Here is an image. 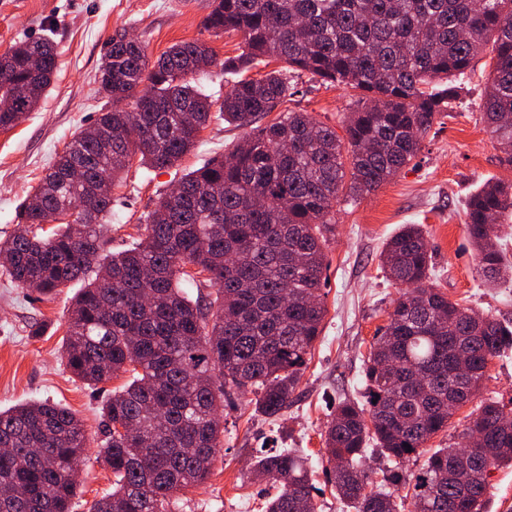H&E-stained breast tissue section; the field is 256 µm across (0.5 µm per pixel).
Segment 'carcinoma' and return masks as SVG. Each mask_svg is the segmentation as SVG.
Segmentation results:
<instances>
[{"mask_svg":"<svg viewBox=\"0 0 512 512\" xmlns=\"http://www.w3.org/2000/svg\"><path fill=\"white\" fill-rule=\"evenodd\" d=\"M205 31H236L244 50L220 61L202 39L152 61L138 40L111 36L98 74L105 106L81 129L24 199L14 235L0 241L11 281L42 296L72 281L64 345L70 371L91 386L122 373L103 402V459L112 491L88 512H170L172 495L206 481L222 447L218 414L228 390L259 393L269 417L288 408L326 309L322 273L342 190L352 199L381 187L419 152L458 98L449 83L492 45L482 119L501 164L512 167V0H212ZM285 66L257 77L256 65ZM235 76L219 111L248 132L228 155L182 175L146 216L145 238L104 252L111 182L131 159L179 166L210 124L213 100L195 77ZM57 71L50 38L0 53V130L12 129L46 97ZM304 73L356 92L345 137L307 112L257 120L298 93ZM83 169L84 181L71 177ZM512 211V181L486 182L470 198L466 227L478 272L490 283L512 274L493 243ZM50 228H44V225ZM401 286L364 370L365 403H338L325 432L327 472L354 512H400L391 492L368 489L363 461L375 446L395 463L448 429V398L471 402L489 361L512 349V323L482 316L430 284L432 248L406 224L381 254ZM186 282L213 293L191 299ZM466 355L470 376L459 381ZM465 434L478 447L438 448L411 475L414 512H485L491 469L512 467V410L484 402ZM81 419L49 400L0 410V512H71L69 475L84 457ZM255 470L277 489L264 512H316L302 457L286 448L258 456Z\"/></svg>","mask_w":512,"mask_h":512,"instance_id":"carcinoma-1","label":"carcinoma"}]
</instances>
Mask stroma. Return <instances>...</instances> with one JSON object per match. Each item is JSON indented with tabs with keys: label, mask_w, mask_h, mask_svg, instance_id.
Wrapping results in <instances>:
<instances>
[{
	"label": "stroma",
	"mask_w": 512,
	"mask_h": 512,
	"mask_svg": "<svg viewBox=\"0 0 512 512\" xmlns=\"http://www.w3.org/2000/svg\"><path fill=\"white\" fill-rule=\"evenodd\" d=\"M211 3L0 0V53L18 40L47 34L58 51L57 73L47 96L17 126L0 131L1 240L14 234L31 187L104 106L96 76L112 35L122 31L135 36L152 59L173 44L196 39L208 41L221 59L241 53L239 33L214 36L203 30ZM489 71V56L475 61L454 108L430 131L409 165L364 199L337 202L329 265L323 274L327 313L292 402L280 416L270 418L255 412L253 393L231 391L224 401V446L215 456L210 477L200 486L175 493L174 512H256L268 485L254 478L253 463L269 448H291L307 458L319 489L318 512H346L326 478L322 435L339 400L364 398L365 360L400 293L399 286L385 277L380 253L402 225L423 226L434 248V287L461 305L512 320V280L496 286L484 282L465 224L467 203L485 181L512 180V169L500 166L496 140L481 119ZM304 87L305 94L290 99L288 108L340 127L355 99L353 91L314 79L306 80ZM243 134L241 128L213 121L184 158L183 170L227 154ZM173 183V171L131 163L113 190L105 251L128 248L143 231L141 217ZM80 288V283L71 282L44 297L16 287L0 266V409L49 399L82 420L88 441L72 512H87L94 499L112 489V472L101 456L105 433L100 405L124 382L118 376L93 387L65 364L66 329ZM476 399L512 403L511 351L489 362ZM422 462L418 455L396 465L374 452L364 469L371 487L394 491L404 499L402 512H412L406 488L391 485L389 476L395 468L410 474Z\"/></svg>",
	"instance_id": "1"
}]
</instances>
